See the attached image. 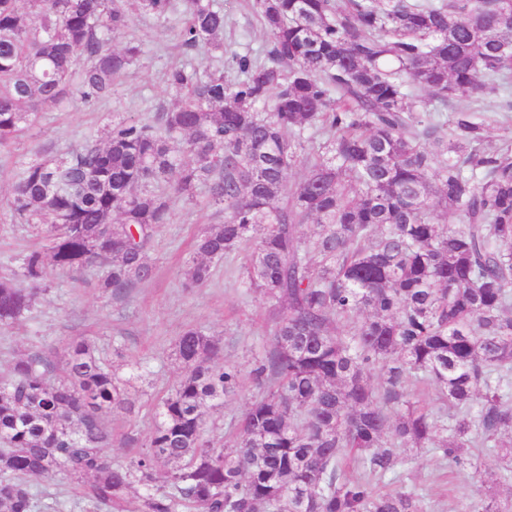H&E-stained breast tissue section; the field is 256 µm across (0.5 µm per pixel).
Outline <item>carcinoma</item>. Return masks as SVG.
I'll return each instance as SVG.
<instances>
[{"label":"carcinoma","instance_id":"carcinoma-1","mask_svg":"<svg viewBox=\"0 0 512 512\" xmlns=\"http://www.w3.org/2000/svg\"><path fill=\"white\" fill-rule=\"evenodd\" d=\"M173 0H0V149L38 112L98 105L142 53L111 37L134 15L164 22ZM262 57L163 73L180 95L124 118L104 143L25 164L8 200L44 243L0 279V324L28 311L50 269L98 265L114 297L148 282L173 204L223 216L195 237L182 286L203 288L244 247L243 284L281 307L274 346L249 370L263 390L213 448L206 418L242 369L197 328L183 371L153 403L156 425L125 462L106 453L102 414L130 411L131 379L84 340L53 377L39 353L0 377V512H38L31 478L77 484L83 512H425L378 486L401 448H431L481 476L474 449L512 477V146L485 152L480 109L415 112L512 90V0H252ZM186 53L220 51L224 10L182 0ZM308 174L288 188V172ZM313 223L309 236L299 227ZM380 372L373 385L371 372ZM436 389L447 415L409 398ZM144 492L133 496L135 487ZM415 109L423 112L426 108L432 112L438 110L443 116V119L450 120L454 112H461L470 109L473 106V98L468 96H457L445 106L435 101L429 91L420 90L417 92V99L415 100ZM427 105V106H426Z\"/></svg>","mask_w":512,"mask_h":512}]
</instances>
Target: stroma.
Returning a JSON list of instances; mask_svg holds the SVG:
<instances>
[{
  "label": "stroma",
  "instance_id": "obj_1",
  "mask_svg": "<svg viewBox=\"0 0 512 512\" xmlns=\"http://www.w3.org/2000/svg\"><path fill=\"white\" fill-rule=\"evenodd\" d=\"M217 2L224 9L227 52L256 55L268 48L269 38L246 0ZM180 24L181 16L176 12L161 25L149 18H135L133 28L142 53L109 101L90 109L76 99L62 111L42 110L20 144L0 150V275L9 273L15 256L35 240L33 229L11 223L7 212L12 186L26 162L48 151H64L88 138L106 141L114 119L129 115L146 118L158 105L173 106L178 97L162 80L167 68L187 61L201 69L212 67L214 60L207 50L189 56L183 53L176 36ZM507 100L506 94L489 93L478 102L486 118L484 145L488 150L512 141V111L506 106ZM214 221L211 210L176 201L171 222L162 226L149 253L152 279L121 300L97 288L96 268L81 273L53 270L31 310L14 323L0 326V371L13 359L36 352L50 359L56 370H63L62 350L74 339L95 342L114 365L130 359L142 362L145 371L132 382L141 395L134 411L118 410L102 416L111 435L108 454L116 461L128 460L155 424L153 399L164 395L181 372L174 345L184 329H203L218 339L221 361L244 368L275 342L278 310L272 302L244 288L240 258L220 263L206 287L192 291L181 287V269L191 241ZM257 394L251 378H243L240 388L210 412L206 436L214 446H222L230 438L234 423ZM480 464L482 478L475 481L450 472L432 451L405 448L400 450L395 466V485L422 496L427 512H464L481 505L491 494L501 500L512 497V480L499 479L502 464L498 457L482 455Z\"/></svg>",
  "mask_w": 512,
  "mask_h": 512
}]
</instances>
